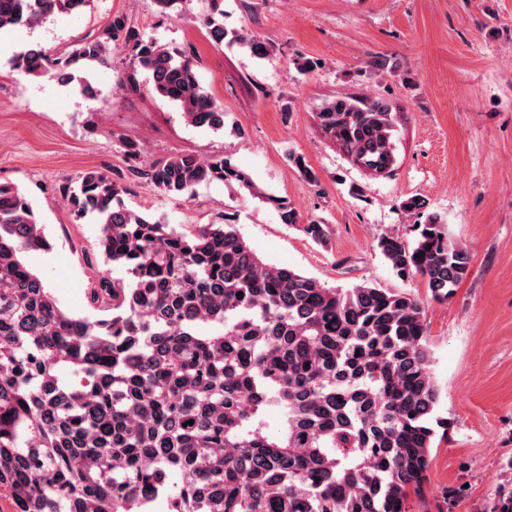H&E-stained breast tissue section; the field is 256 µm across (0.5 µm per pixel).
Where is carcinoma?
Instances as JSON below:
<instances>
[{
  "label": "carcinoma",
  "mask_w": 512,
  "mask_h": 512,
  "mask_svg": "<svg viewBox=\"0 0 512 512\" xmlns=\"http://www.w3.org/2000/svg\"><path fill=\"white\" fill-rule=\"evenodd\" d=\"M89 2L0 0V30ZM210 2L211 40L246 41L224 30L221 0ZM118 47L189 124L224 128L194 58L121 15L68 59L35 44L15 68L68 85L79 60L104 63ZM366 66L397 69L384 55ZM315 117L359 168L394 171L392 103L341 94ZM139 175L173 199L235 182L299 223L224 157L180 153ZM122 193L98 171L64 188L76 219L97 218L104 263L122 272L91 289L106 312L91 321L62 309L27 265L50 243L24 194L0 182V487L17 512H149L160 497L170 512H408L444 426L423 300L372 283L327 288L262 259L229 222L181 231ZM416 231L411 243L384 233L377 247L399 278H421L446 301L469 274V252L436 212ZM482 512H512V487Z\"/></svg>",
  "instance_id": "1"
}]
</instances>
